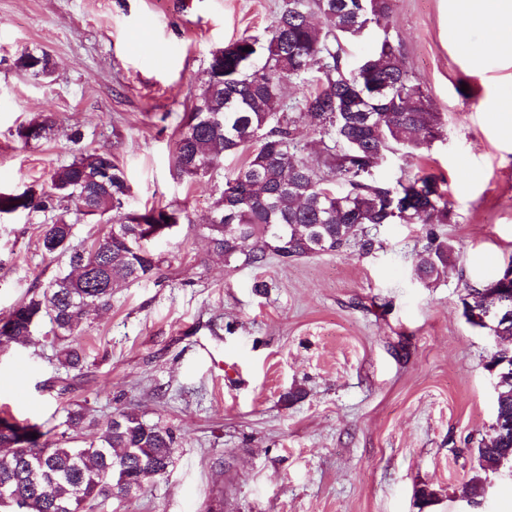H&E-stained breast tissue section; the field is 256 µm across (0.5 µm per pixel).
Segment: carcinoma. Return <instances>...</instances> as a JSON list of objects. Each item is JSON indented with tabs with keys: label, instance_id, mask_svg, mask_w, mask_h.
<instances>
[{
	"label": "carcinoma",
	"instance_id": "carcinoma-1",
	"mask_svg": "<svg viewBox=\"0 0 512 512\" xmlns=\"http://www.w3.org/2000/svg\"><path fill=\"white\" fill-rule=\"evenodd\" d=\"M392 0H286L265 41L245 35L211 53L208 77L184 113L174 142L179 176L211 174L220 159L246 155L213 202L215 221L205 225L210 247L229 264L239 256L262 265L271 255L305 257L341 250L360 225L449 224L453 210L445 179L427 173L388 185L375 171L397 147L418 149L441 136V120L428 91L411 81L400 46L384 36L356 64L350 47L368 27L387 30ZM250 50H244V47ZM16 66L38 75L46 54L27 51ZM317 74L300 111L283 109V84ZM320 135L322 154H299L295 131L303 122ZM46 123L23 125L24 143L43 138ZM124 170L104 153L80 154L60 167L45 190L0 192V215L61 210L43 228L41 246L66 255L72 268L22 299L0 319V344L25 343L48 319L54 339L67 342L60 365L79 372L85 362L80 336L91 316L111 307L112 291L158 268L146 243L182 223L179 209L129 212ZM110 215L94 247L73 244L69 213ZM120 234L122 240L114 238ZM249 250H244L246 242ZM452 244L429 233L415 265L427 285L455 268ZM496 276L462 298L471 325ZM495 419L512 424V381L500 387ZM176 436L158 422L122 410L103 423L86 421L80 405L66 410L62 427L49 429L0 416V512H89L123 495L134 482L144 488L173 462ZM480 470L469 479L481 497L490 463L512 462V428L478 442Z\"/></svg>",
	"mask_w": 512,
	"mask_h": 512
}]
</instances>
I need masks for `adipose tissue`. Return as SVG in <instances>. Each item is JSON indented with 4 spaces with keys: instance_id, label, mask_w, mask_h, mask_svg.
<instances>
[{
    "instance_id": "1",
    "label": "adipose tissue",
    "mask_w": 512,
    "mask_h": 512,
    "mask_svg": "<svg viewBox=\"0 0 512 512\" xmlns=\"http://www.w3.org/2000/svg\"><path fill=\"white\" fill-rule=\"evenodd\" d=\"M448 33L473 69L486 57H497L512 66V0H448ZM480 25L482 42H471L467 31Z\"/></svg>"
}]
</instances>
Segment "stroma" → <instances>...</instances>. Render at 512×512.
Instances as JSON below:
<instances>
[{
    "label": "stroma",
    "instance_id": "obj_1",
    "mask_svg": "<svg viewBox=\"0 0 512 512\" xmlns=\"http://www.w3.org/2000/svg\"><path fill=\"white\" fill-rule=\"evenodd\" d=\"M284 0H0V191L48 186L85 152L108 153L131 188L128 210L169 205L186 223L154 242L155 275L118 289L82 342L81 375L57 361L41 321L28 345L0 348V414L53 427L84 405L171 427L168 473L94 512H512V466L487 468L481 505L467 483L496 415L490 339L462 315L469 287L512 261V130L491 114L512 67L473 70L448 38V0H393L388 33L443 123L427 148L390 155L376 178L445 176L452 223L436 225L457 266L415 274L427 227L371 229L370 252L264 265L215 257L203 229L241 158L181 178L177 126L212 51L264 37ZM46 53L32 76L21 52ZM47 118L46 137L18 126ZM49 214L0 216V318L68 269L40 246ZM303 394L285 401L288 391ZM436 493L422 504L414 490Z\"/></svg>",
    "mask_w": 512,
    "mask_h": 512
}]
</instances>
